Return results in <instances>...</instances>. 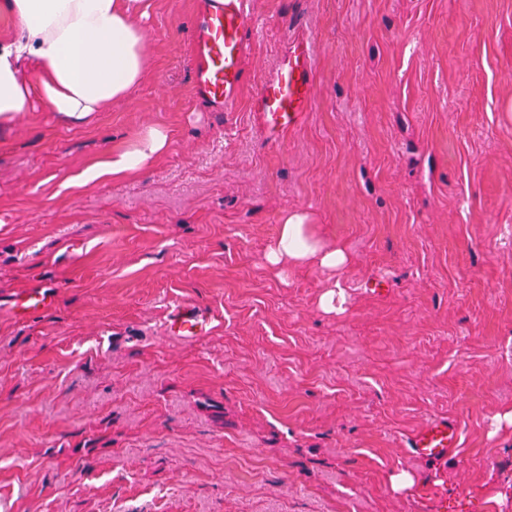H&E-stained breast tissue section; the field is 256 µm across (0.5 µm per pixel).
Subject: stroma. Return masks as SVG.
Wrapping results in <instances>:
<instances>
[{
    "label": "stroma",
    "mask_w": 512,
    "mask_h": 512,
    "mask_svg": "<svg viewBox=\"0 0 512 512\" xmlns=\"http://www.w3.org/2000/svg\"><path fill=\"white\" fill-rule=\"evenodd\" d=\"M254 11L232 111L194 94V0H152L127 98L0 122V512H512V0ZM298 36L273 146L252 97ZM149 126V170L74 184ZM291 210L350 253L343 312L269 270ZM180 304L211 331L166 332ZM442 416L458 448L413 458ZM313 82V54L309 42L291 43L273 75L255 92L252 106L258 112L267 139L279 143L308 112ZM458 427L448 417L429 421L415 430L407 440V447L417 458L427 462H441L458 446Z\"/></svg>",
    "instance_id": "1"
}]
</instances>
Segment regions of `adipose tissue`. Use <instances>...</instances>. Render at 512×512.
I'll return each mask as SVG.
<instances>
[{
	"mask_svg": "<svg viewBox=\"0 0 512 512\" xmlns=\"http://www.w3.org/2000/svg\"><path fill=\"white\" fill-rule=\"evenodd\" d=\"M150 0H0L16 37L0 40V120L42 102L49 111L82 119L126 98L142 79L145 38L137 23ZM165 131L151 127L124 150L109 154L76 178L84 185L150 168L167 149ZM351 261L341 247L328 246L310 216L289 212L268 247L270 270L316 264L331 283L320 298L324 311L341 310L340 281Z\"/></svg>",
	"mask_w": 512,
	"mask_h": 512,
	"instance_id": "1",
	"label": "adipose tissue"
}]
</instances>
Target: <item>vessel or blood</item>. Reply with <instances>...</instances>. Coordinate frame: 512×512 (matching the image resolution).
I'll use <instances>...</instances> for the list:
<instances>
[{
  "instance_id": "vessel-or-blood-1",
  "label": "vessel or blood",
  "mask_w": 512,
  "mask_h": 512,
  "mask_svg": "<svg viewBox=\"0 0 512 512\" xmlns=\"http://www.w3.org/2000/svg\"><path fill=\"white\" fill-rule=\"evenodd\" d=\"M192 33L194 92L215 111L232 109L243 83L246 34L255 21L251 0H196ZM313 82V54L309 42L291 43L273 75L255 92L252 106L267 139L280 141L308 112ZM169 326L182 337L198 336L205 318L199 310L180 305L170 314ZM455 421L440 417L415 430L407 446L427 462L447 460L458 445Z\"/></svg>"
}]
</instances>
